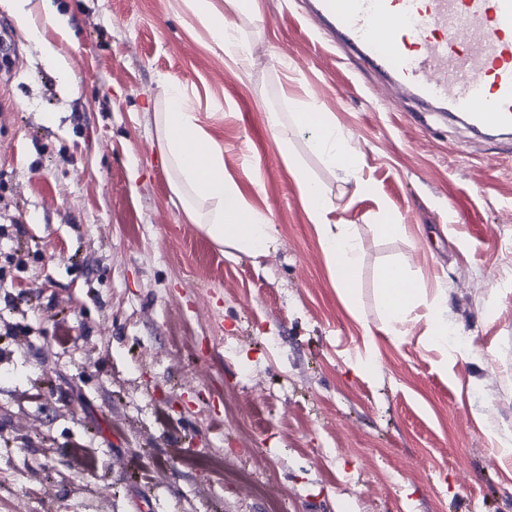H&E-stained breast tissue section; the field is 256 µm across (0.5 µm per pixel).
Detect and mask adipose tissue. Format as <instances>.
<instances>
[{"label":"adipose tissue","instance_id":"1","mask_svg":"<svg viewBox=\"0 0 512 512\" xmlns=\"http://www.w3.org/2000/svg\"><path fill=\"white\" fill-rule=\"evenodd\" d=\"M255 0H188L192 15L211 33L216 46L236 64H247L251 42L233 22L234 16L254 11ZM165 109L155 115L156 142L161 156L174 174L173 192L191 223L197 224L216 244L226 245L250 257H265L277 251L278 238L266 214L253 208L224 168V146L210 137L200 124L195 107L174 78H164ZM270 128L280 133L281 155L301 188L303 207L325 255L328 271L344 303L359 314L357 282L361 246L349 224L331 223L336 203L305 167L288 137L284 124L305 134L309 150L329 171H338L355 191L368 192L361 158L350 138L341 134L330 113L312 101H298L291 113L272 112ZM377 296L382 328L392 340L409 334L411 325L425 322L420 341L425 350L439 353L440 368L448 361V297L432 291L411 277L398 263L383 266L378 274Z\"/></svg>","mask_w":512,"mask_h":512}]
</instances>
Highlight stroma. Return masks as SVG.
<instances>
[{"instance_id": "stroma-1", "label": "stroma", "mask_w": 512, "mask_h": 512, "mask_svg": "<svg viewBox=\"0 0 512 512\" xmlns=\"http://www.w3.org/2000/svg\"><path fill=\"white\" fill-rule=\"evenodd\" d=\"M240 68L185 0H0V512H512V141L424 122L304 18L256 0ZM287 58L290 74L279 60ZM177 77L278 251L212 242L174 203L154 117ZM315 97L361 153L358 194L289 131L361 242V318L334 287L266 123ZM408 226L381 236L382 213ZM448 293L447 369L381 329L376 274ZM376 352L378 375L360 370Z\"/></svg>"}]
</instances>
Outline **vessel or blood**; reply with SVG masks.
Instances as JSON below:
<instances>
[{
    "instance_id": "b4317fda",
    "label": "vessel or blood",
    "mask_w": 512,
    "mask_h": 512,
    "mask_svg": "<svg viewBox=\"0 0 512 512\" xmlns=\"http://www.w3.org/2000/svg\"><path fill=\"white\" fill-rule=\"evenodd\" d=\"M348 58L475 134L512 128V0H310Z\"/></svg>"
}]
</instances>
